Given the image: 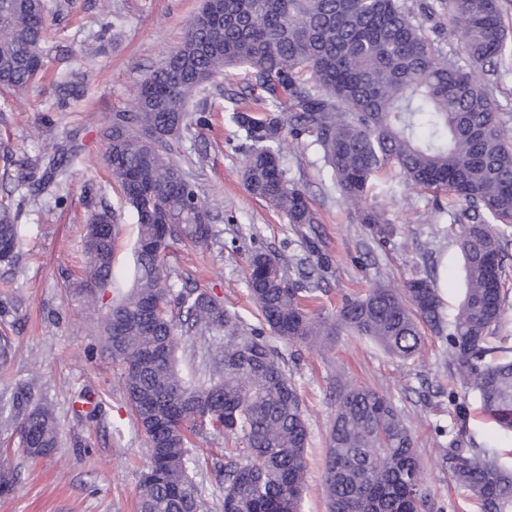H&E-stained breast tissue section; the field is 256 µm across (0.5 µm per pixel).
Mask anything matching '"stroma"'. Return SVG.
Here are the masks:
<instances>
[{"label": "stroma", "instance_id": "1", "mask_svg": "<svg viewBox=\"0 0 512 512\" xmlns=\"http://www.w3.org/2000/svg\"><path fill=\"white\" fill-rule=\"evenodd\" d=\"M49 39L44 43L41 79L24 93H0V199L20 206L22 245L15 267H0V301L9 312L0 317V333L12 353L0 363V409L9 410L18 384L33 381L35 401L49 404L62 443L51 454L31 460L18 449L12 427L0 426V475L13 482L0 494V512H138L137 480L147 463V447L135 421L112 359L104 347L101 316L110 293L90 303L81 292L83 235L90 214L101 205L115 212V287L132 275L131 248L137 236L132 213L104 161L105 145L95 129L106 116L132 108L147 75L183 40L201 0H47ZM114 23L102 32L103 20ZM77 71L83 93L64 110L55 106L62 74ZM250 72L226 70L218 86L207 88L209 127L192 130L176 142L182 165L199 163L195 179L201 197L216 213L219 235L202 251L176 246L167 256L187 283L198 282L223 294L249 323L257 311L246 287L251 254L264 251L291 268L304 256L302 226L248 195L241 184L245 153L242 134L226 110L228 95L249 104ZM77 144L79 153L54 185L23 198L18 160L41 173L56 145ZM290 178L305 189L319 210V226L329 267L319 300L321 314L334 318L343 295L365 292L373 283L403 285L433 273L445 313H455L463 276L457 232L447 214L435 212L430 193L404 190L388 206L398 231L383 246L368 237L348 205L332 187L321 155L300 146L284 157ZM285 369L307 408L308 468L301 512H328L322 485L326 437L340 385L357 382L383 389L401 408L415 432L421 479L430 490L434 512H471L473 505L442 468L438 449L447 447L460 423H467L478 446L495 442V428L476 398H467V416L459 418L448 396L446 346L430 336L409 361L390 357L367 339L341 335L323 344L272 339ZM192 452L207 455L204 472L207 512H222L224 438L207 430L192 436Z\"/></svg>", "mask_w": 512, "mask_h": 512}]
</instances>
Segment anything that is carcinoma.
Segmentation results:
<instances>
[{
    "mask_svg": "<svg viewBox=\"0 0 512 512\" xmlns=\"http://www.w3.org/2000/svg\"><path fill=\"white\" fill-rule=\"evenodd\" d=\"M501 2L422 0L416 16L400 0H224L220 16L193 18L139 86L135 106L98 126L111 178L138 226L132 285L106 306L102 326L148 447L139 512H203L199 461L188 445L189 435L208 428L239 444L225 449L223 512H299L309 429L271 335L317 342L346 331L407 361L420 353L427 329L448 345L451 382L475 393L500 435L512 438V334L503 322L512 297V113L496 97L512 71V38ZM438 7L459 35V61L425 33ZM47 28L44 0H0V90L33 87ZM240 67L251 70L255 104L231 116L244 139L245 191L317 234L320 213L283 165L290 147L306 139L374 241L395 231L386 206L367 204L381 174L433 193L436 208L450 210L462 228L465 289L455 314L445 315L426 275L402 288L376 283L345 299L332 321L316 315L309 302L323 291L322 260L313 238L304 241L300 263L309 271L300 281L276 257L252 255L246 286L258 327L207 287H175L179 275L165 263L171 249L188 242L207 250L216 234L211 206L173 158V142L208 123L210 109L191 110L190 101L224 70ZM57 88L63 110L80 85ZM70 161L58 151L28 192H42ZM117 232L106 206L87 224L83 288L93 299L112 287ZM20 240L17 213L0 203V265H16ZM194 337L210 340L215 353L203 372H183L177 351ZM13 421L29 458L59 447L56 417L34 402L28 383L14 393ZM467 442L473 436L464 428L438 449L442 467L478 512H512V464L494 447ZM326 444L329 512H432L413 430L382 391L343 384Z\"/></svg>",
    "mask_w": 512,
    "mask_h": 512,
    "instance_id": "cac0c4a2",
    "label": "carcinoma"
}]
</instances>
